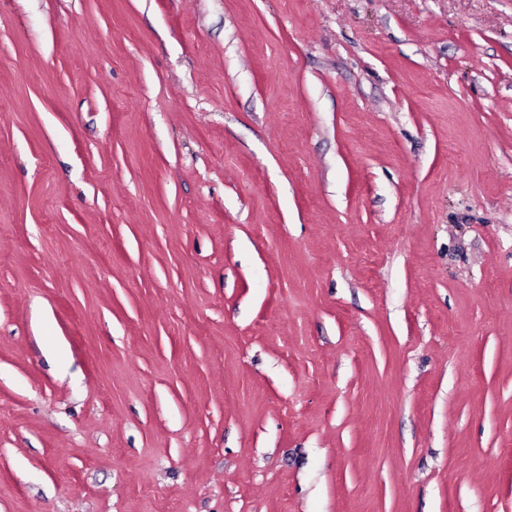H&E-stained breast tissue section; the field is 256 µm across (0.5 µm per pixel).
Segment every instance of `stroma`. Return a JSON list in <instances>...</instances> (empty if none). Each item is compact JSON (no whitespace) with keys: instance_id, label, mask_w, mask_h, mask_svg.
<instances>
[{"instance_id":"obj_1","label":"stroma","mask_w":512,"mask_h":512,"mask_svg":"<svg viewBox=\"0 0 512 512\" xmlns=\"http://www.w3.org/2000/svg\"><path fill=\"white\" fill-rule=\"evenodd\" d=\"M0 512H512V0H0Z\"/></svg>"}]
</instances>
